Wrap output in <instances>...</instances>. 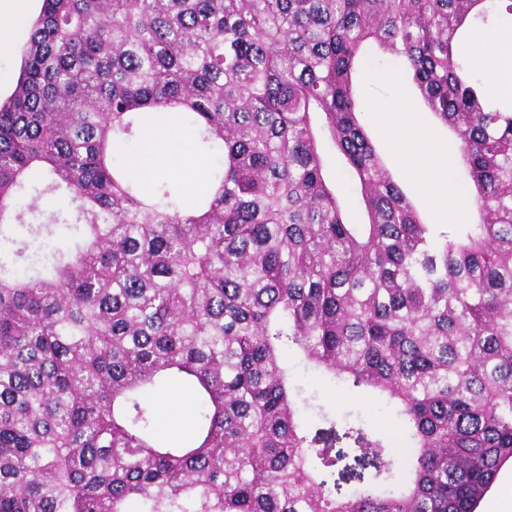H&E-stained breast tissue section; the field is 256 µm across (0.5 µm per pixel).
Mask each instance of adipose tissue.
<instances>
[{"instance_id":"obj_1","label":"adipose tissue","mask_w":512,"mask_h":512,"mask_svg":"<svg viewBox=\"0 0 512 512\" xmlns=\"http://www.w3.org/2000/svg\"><path fill=\"white\" fill-rule=\"evenodd\" d=\"M482 70L493 80L492 89L496 92H512V38L494 43H483L481 51L475 55ZM402 162L409 176L416 180H426L428 189L439 207H452L456 218L467 214L465 190H452V174L443 179H435L427 172L419 154L402 153ZM131 164L140 179L151 183L162 177L177 178L188 187L202 182L206 174V165L193 153L187 132L161 128L149 134L140 144Z\"/></svg>"}]
</instances>
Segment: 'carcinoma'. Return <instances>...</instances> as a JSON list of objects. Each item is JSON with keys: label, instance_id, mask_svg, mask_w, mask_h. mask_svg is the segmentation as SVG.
<instances>
[{"label": "carcinoma", "instance_id": "1", "mask_svg": "<svg viewBox=\"0 0 512 512\" xmlns=\"http://www.w3.org/2000/svg\"><path fill=\"white\" fill-rule=\"evenodd\" d=\"M509 17L42 0L0 100V512H475L512 462V97L465 46ZM371 43L455 136L479 220L454 237L360 122ZM158 126L208 167L190 193L114 162ZM44 197L64 208L37 222ZM60 226L67 248L40 256ZM290 348L394 405L405 459L362 422L303 428ZM164 383L198 406L186 444L155 432Z\"/></svg>", "mask_w": 512, "mask_h": 512}]
</instances>
